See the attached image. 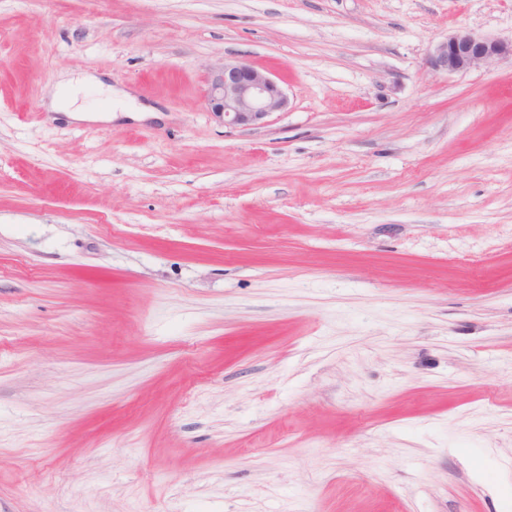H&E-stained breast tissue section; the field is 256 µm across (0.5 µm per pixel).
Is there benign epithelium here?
<instances>
[{"label": "benign epithelium", "mask_w": 512, "mask_h": 512, "mask_svg": "<svg viewBox=\"0 0 512 512\" xmlns=\"http://www.w3.org/2000/svg\"><path fill=\"white\" fill-rule=\"evenodd\" d=\"M512 58V41L460 28L436 44L429 64L436 72L460 73L500 59ZM206 103L213 115L232 127L259 126L283 111L288 98L267 71L239 60H226L209 73Z\"/></svg>", "instance_id": "benign-epithelium-1"}]
</instances>
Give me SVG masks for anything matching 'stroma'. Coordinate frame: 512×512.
Instances as JSON below:
<instances>
[{
  "label": "stroma",
  "instance_id": "1",
  "mask_svg": "<svg viewBox=\"0 0 512 512\" xmlns=\"http://www.w3.org/2000/svg\"><path fill=\"white\" fill-rule=\"evenodd\" d=\"M512 0H0V512H512ZM236 58L288 96L205 105ZM102 75L144 118L48 111ZM507 57L512 58V41L489 38L460 28L436 44L430 53L429 64L436 72L460 73ZM206 103L213 115L232 127L259 126L283 111L288 98L267 71L239 60H225L208 78Z\"/></svg>",
  "mask_w": 512,
  "mask_h": 512
}]
</instances>
